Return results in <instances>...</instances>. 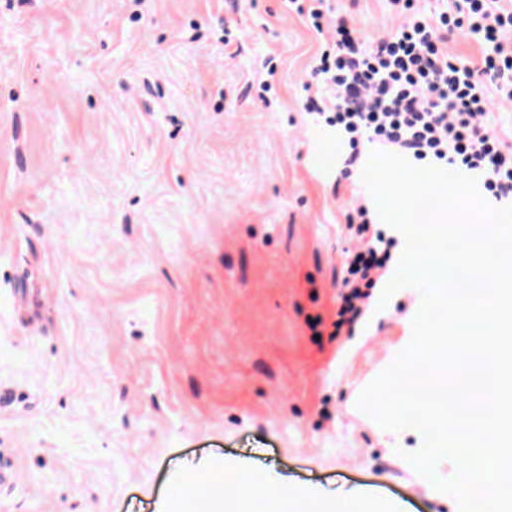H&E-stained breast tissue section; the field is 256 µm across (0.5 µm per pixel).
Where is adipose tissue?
<instances>
[{"label": "adipose tissue", "instance_id": "obj_1", "mask_svg": "<svg viewBox=\"0 0 512 512\" xmlns=\"http://www.w3.org/2000/svg\"><path fill=\"white\" fill-rule=\"evenodd\" d=\"M312 504L318 512H344L342 501L317 502L311 490L288 484L270 490L243 483L228 498L223 494V477L218 474L205 491L198 482L186 480L182 497L171 503L169 512H304Z\"/></svg>", "mask_w": 512, "mask_h": 512}]
</instances>
